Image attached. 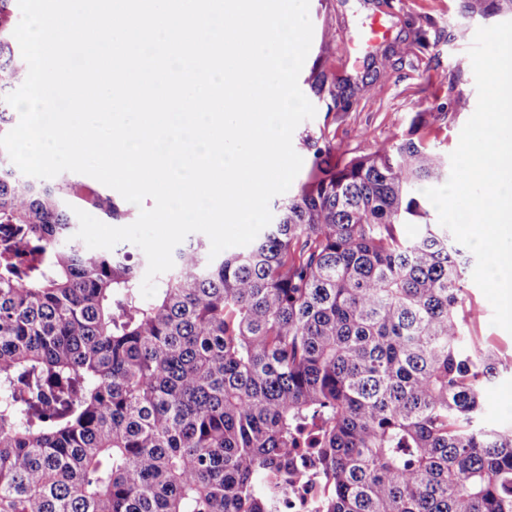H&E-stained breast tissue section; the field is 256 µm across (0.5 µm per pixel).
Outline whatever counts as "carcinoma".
<instances>
[{
  "label": "carcinoma",
  "mask_w": 512,
  "mask_h": 512,
  "mask_svg": "<svg viewBox=\"0 0 512 512\" xmlns=\"http://www.w3.org/2000/svg\"><path fill=\"white\" fill-rule=\"evenodd\" d=\"M12 2L0 135L26 68ZM424 116L350 158L305 136L307 179L255 240L176 247L149 299L139 247L73 238L75 207L125 216L112 197L0 149V512H268L263 482L307 461L321 512H512V427L481 423L499 359L468 334L461 250L422 193L448 178Z\"/></svg>",
  "instance_id": "1"
}]
</instances>
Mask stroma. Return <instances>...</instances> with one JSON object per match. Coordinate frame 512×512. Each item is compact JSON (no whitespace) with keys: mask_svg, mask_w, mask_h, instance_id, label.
Listing matches in <instances>:
<instances>
[{"mask_svg":"<svg viewBox=\"0 0 512 512\" xmlns=\"http://www.w3.org/2000/svg\"><path fill=\"white\" fill-rule=\"evenodd\" d=\"M459 0H310V52L299 75L301 91L326 72L335 95L314 99V118L295 129L293 145L305 134H325L334 152L355 156L405 133L416 113H429L421 134L443 154L458 146L468 113L448 109V91L476 99L473 73L456 76L452 61L467 55L470 41L449 39ZM387 35L378 43L362 37L371 18ZM465 288L481 313L473 333L497 351L499 377L484 395L483 420L512 426V333L492 325L493 309L473 279Z\"/></svg>","mask_w":512,"mask_h":512,"instance_id":"obj_1","label":"stroma"}]
</instances>
